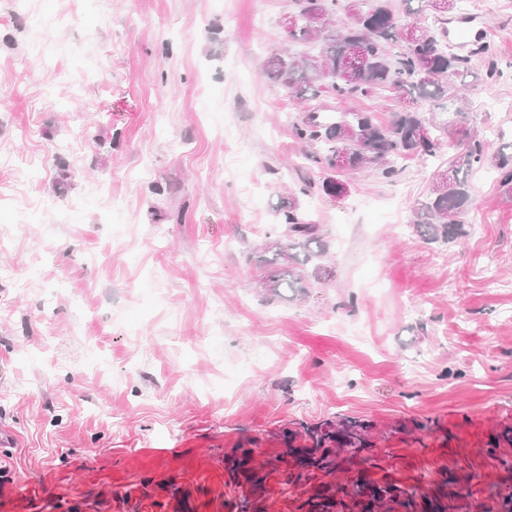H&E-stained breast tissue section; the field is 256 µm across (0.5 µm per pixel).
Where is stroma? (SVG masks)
<instances>
[{
	"instance_id": "1",
	"label": "stroma",
	"mask_w": 512,
	"mask_h": 512,
	"mask_svg": "<svg viewBox=\"0 0 512 512\" xmlns=\"http://www.w3.org/2000/svg\"><path fill=\"white\" fill-rule=\"evenodd\" d=\"M296 0H0V493L20 512H234L224 454L276 455L295 421L432 420L361 469L440 470L476 498L505 474L512 419V192L473 170L467 235L429 244L411 209L447 155L347 176L292 123L373 112L384 92L292 100L266 76ZM466 128L512 143V0H462ZM498 74L488 77L489 66ZM295 195L326 254L304 292L261 288V249Z\"/></svg>"
}]
</instances>
